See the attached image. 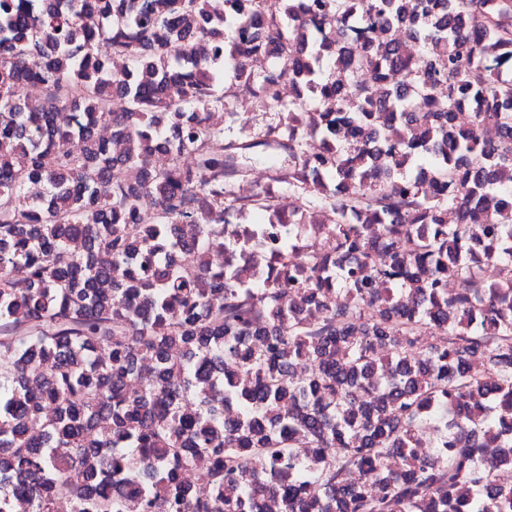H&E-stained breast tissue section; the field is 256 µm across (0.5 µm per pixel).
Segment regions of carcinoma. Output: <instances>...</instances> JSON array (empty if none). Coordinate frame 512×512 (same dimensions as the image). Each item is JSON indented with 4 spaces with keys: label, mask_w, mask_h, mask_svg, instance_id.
Listing matches in <instances>:
<instances>
[{
    "label": "carcinoma",
    "mask_w": 512,
    "mask_h": 512,
    "mask_svg": "<svg viewBox=\"0 0 512 512\" xmlns=\"http://www.w3.org/2000/svg\"><path fill=\"white\" fill-rule=\"evenodd\" d=\"M165 2L45 0L32 14L0 0V475L13 480L0 512L17 495L30 512L62 496L72 512H261L268 495L283 512H512V484L497 481L512 457H487L512 446V212L495 207L512 183H493L512 169V0H316L318 22L282 0L241 43L254 0ZM190 19L228 46L201 63L200 85L180 73ZM96 41L128 57L124 74ZM281 48L292 57L253 76L259 111L343 112L365 128L319 161L336 199L289 183L336 215V255L305 256L289 313L278 288L244 290L172 257L181 224L201 226L202 250L223 244L212 213L224 158L242 149L199 110L224 106L229 77ZM286 78L305 96L279 101ZM27 84L46 97L23 98ZM462 101L474 125H501V145L455 131ZM180 128L169 147L197 153L195 170L112 182L113 164L136 168ZM150 198L156 222L129 223ZM354 205L404 227L407 267L394 242L378 266L342 226ZM481 238L497 286L468 264ZM258 338L266 349L247 348ZM144 357L154 376L131 396ZM428 423L441 451L422 456ZM204 454L211 493L190 495L174 474Z\"/></svg>",
    "instance_id": "obj_1"
}]
</instances>
